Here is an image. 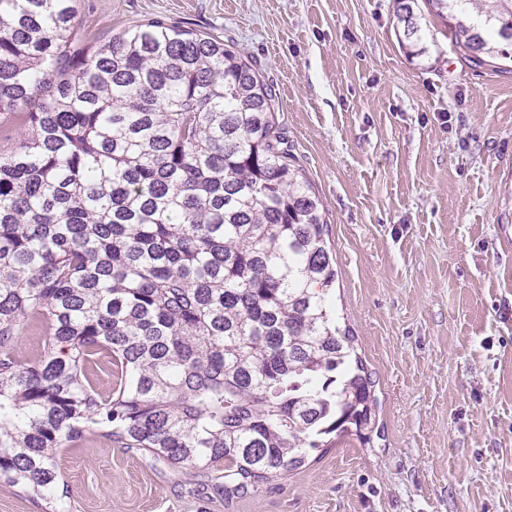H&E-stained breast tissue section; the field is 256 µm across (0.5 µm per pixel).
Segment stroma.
I'll return each mask as SVG.
<instances>
[{
    "instance_id": "35a3bbf8",
    "label": "stroma",
    "mask_w": 512,
    "mask_h": 512,
    "mask_svg": "<svg viewBox=\"0 0 512 512\" xmlns=\"http://www.w3.org/2000/svg\"><path fill=\"white\" fill-rule=\"evenodd\" d=\"M88 40L150 20L223 39L275 87L374 382L366 437L244 495L139 448L63 449L67 512H512V62L466 63L395 0H78ZM418 0H397L400 19L403 22V33L407 40L408 54L417 57L426 54L420 20L415 14L414 5Z\"/></svg>"
}]
</instances>
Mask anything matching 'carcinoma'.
I'll use <instances>...</instances> for the list:
<instances>
[{
    "label": "carcinoma",
    "mask_w": 512,
    "mask_h": 512,
    "mask_svg": "<svg viewBox=\"0 0 512 512\" xmlns=\"http://www.w3.org/2000/svg\"><path fill=\"white\" fill-rule=\"evenodd\" d=\"M415 2L397 0L413 57ZM425 3L467 62L512 61V0ZM275 114L213 36L151 20L89 45L76 0H0V123L23 132L0 152V479L49 512L60 450L88 438L244 494L372 423Z\"/></svg>",
    "instance_id": "cac0c4a2"
}]
</instances>
